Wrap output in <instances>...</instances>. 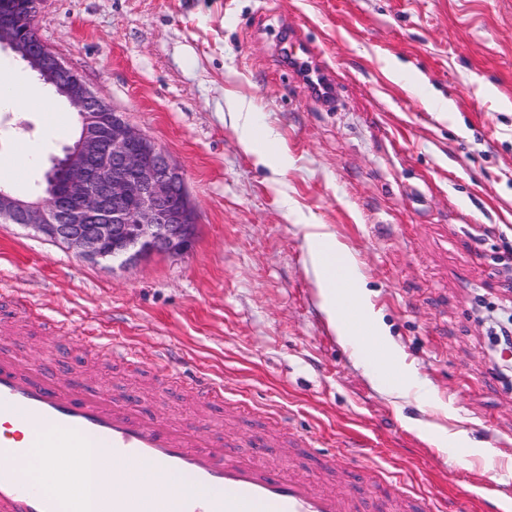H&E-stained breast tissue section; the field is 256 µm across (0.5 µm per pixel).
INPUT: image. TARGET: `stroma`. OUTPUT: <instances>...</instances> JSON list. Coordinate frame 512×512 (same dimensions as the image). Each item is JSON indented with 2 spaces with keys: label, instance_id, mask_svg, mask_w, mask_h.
I'll return each instance as SVG.
<instances>
[{
  "label": "stroma",
  "instance_id": "stroma-1",
  "mask_svg": "<svg viewBox=\"0 0 512 512\" xmlns=\"http://www.w3.org/2000/svg\"><path fill=\"white\" fill-rule=\"evenodd\" d=\"M36 29L181 167L198 229L189 253L124 267L0 223V289L137 347L143 363L19 331L0 344L139 397L161 420L224 432L238 456L267 465L313 475L347 442L381 465L332 478L363 486L365 512H399L389 473L442 512L465 497L472 512H512V389L491 375L475 313L512 274V0H42ZM289 31L316 52L335 103L289 74L279 52ZM240 101L254 109L257 151L287 155L282 175L240 146L230 119ZM77 133L72 111L53 131L41 112H0V162L24 142L40 151L13 188L30 193ZM309 218L353 254L433 404L388 393L385 367L333 335L305 269ZM162 347L168 384L153 364ZM205 378L223 384V401L190 396ZM435 427L467 430L499 456L490 465L434 448L421 433ZM290 434L316 437L318 450L291 447Z\"/></svg>",
  "mask_w": 512,
  "mask_h": 512
}]
</instances>
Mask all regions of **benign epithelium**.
Returning <instances> with one entry per match:
<instances>
[{
  "mask_svg": "<svg viewBox=\"0 0 512 512\" xmlns=\"http://www.w3.org/2000/svg\"><path fill=\"white\" fill-rule=\"evenodd\" d=\"M2 49L51 80L86 120L77 145L53 158L42 191L22 196L0 187V218L32 227L91 261L132 266L153 254L188 253L196 215L183 172L170 155L113 111L45 44H25L4 13ZM176 194L178 207L171 205Z\"/></svg>",
  "mask_w": 512,
  "mask_h": 512,
  "instance_id": "1",
  "label": "benign epithelium"
}]
</instances>
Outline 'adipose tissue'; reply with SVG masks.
Instances as JSON below:
<instances>
[{"mask_svg":"<svg viewBox=\"0 0 512 512\" xmlns=\"http://www.w3.org/2000/svg\"><path fill=\"white\" fill-rule=\"evenodd\" d=\"M2 104L22 110L33 108L52 116L57 113L41 88L20 80L11 69L0 66ZM304 239L307 271L318 290L321 311L338 341L352 346L359 360H366L375 348V338H386L387 332L360 286L355 260L337 247L327 225H305Z\"/></svg>","mask_w":512,"mask_h":512,"instance_id":"1","label":"adipose tissue"}]
</instances>
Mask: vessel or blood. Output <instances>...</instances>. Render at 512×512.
Returning a JSON list of instances; mask_svg holds the SVG:
<instances>
[{
  "label": "vessel or blood",
  "instance_id": "vessel-or-blood-1",
  "mask_svg": "<svg viewBox=\"0 0 512 512\" xmlns=\"http://www.w3.org/2000/svg\"><path fill=\"white\" fill-rule=\"evenodd\" d=\"M297 78L316 71L309 46L284 44ZM27 320L58 323L27 300L0 292V333ZM222 434L149 417L136 402L55 375L0 348V512H359L346 493L312 476L284 474L226 449ZM49 449L51 488L24 476L30 449Z\"/></svg>",
  "mask_w": 512,
  "mask_h": 512
}]
</instances>
